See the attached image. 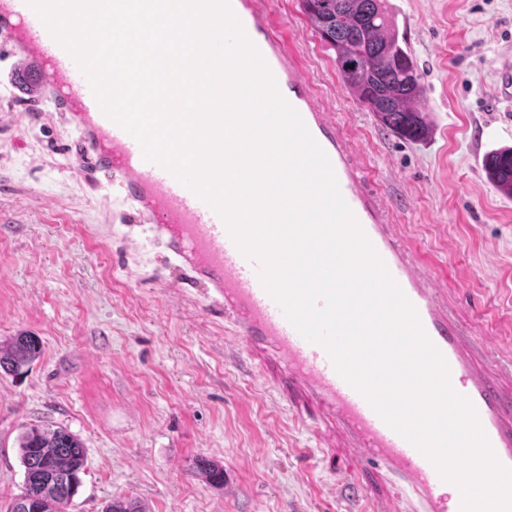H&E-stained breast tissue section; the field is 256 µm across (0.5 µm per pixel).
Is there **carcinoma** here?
Returning a JSON list of instances; mask_svg holds the SVG:
<instances>
[{
  "label": "carcinoma",
  "mask_w": 512,
  "mask_h": 512,
  "mask_svg": "<svg viewBox=\"0 0 512 512\" xmlns=\"http://www.w3.org/2000/svg\"><path fill=\"white\" fill-rule=\"evenodd\" d=\"M301 8L320 39L335 54L341 82L372 112L377 122L411 140L427 138L431 126L417 106L424 94L421 75L407 47L399 40L398 26L387 0H301ZM488 181L512 197V147L486 156ZM39 338L20 334L0 345V373L18 375L40 357ZM24 467L22 492L7 512H67L84 471L82 442L67 430L33 426L19 438ZM211 485L224 482V469L199 462ZM103 512H143L132 498L114 499Z\"/></svg>",
  "instance_id": "cac0c4a2"
}]
</instances>
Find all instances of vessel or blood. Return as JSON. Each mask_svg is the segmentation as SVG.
Masks as SVG:
<instances>
[{"mask_svg": "<svg viewBox=\"0 0 512 512\" xmlns=\"http://www.w3.org/2000/svg\"><path fill=\"white\" fill-rule=\"evenodd\" d=\"M283 99L326 153L340 194L443 355L454 391L473 404L499 462L512 467V406L484 348L448 312L423 259L390 222L386 193L364 186L360 161L332 114L318 102L287 35L277 33L263 0H229ZM0 51L11 63V86H25L51 111L66 113L78 138L80 164L105 179V192L130 203L144 230L162 241L169 266L201 287L207 309L224 318L255 374L276 366L280 383L312 399L328 442L343 440L358 462L389 478L395 493L417 499L419 512H461L462 498L434 464L396 432L337 371L326 349L305 339L265 290L262 263L243 255L224 219L165 167L146 161L140 143L101 109L69 53L27 0H0Z\"/></svg>", "mask_w": 512, "mask_h": 512, "instance_id": "vessel-or-blood-1", "label": "vessel or blood"}]
</instances>
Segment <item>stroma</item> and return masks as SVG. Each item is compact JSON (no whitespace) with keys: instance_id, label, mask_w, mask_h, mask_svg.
Segmentation results:
<instances>
[{"instance_id":"1","label":"stroma","mask_w":512,"mask_h":512,"mask_svg":"<svg viewBox=\"0 0 512 512\" xmlns=\"http://www.w3.org/2000/svg\"><path fill=\"white\" fill-rule=\"evenodd\" d=\"M328 112L355 146L399 232L435 264L460 324L512 363V198L483 159L512 147V0H388L425 87L433 132L395 137L343 86L300 0H264ZM76 134L28 106L0 128V342L39 337L41 356L0 374V506L22 491L19 437L61 427L86 464L69 512L134 498L145 512H378L373 468L325 451L314 409L253 374L223 320L164 261L124 237L133 212L75 168ZM203 458L224 468L206 484Z\"/></svg>"}]
</instances>
